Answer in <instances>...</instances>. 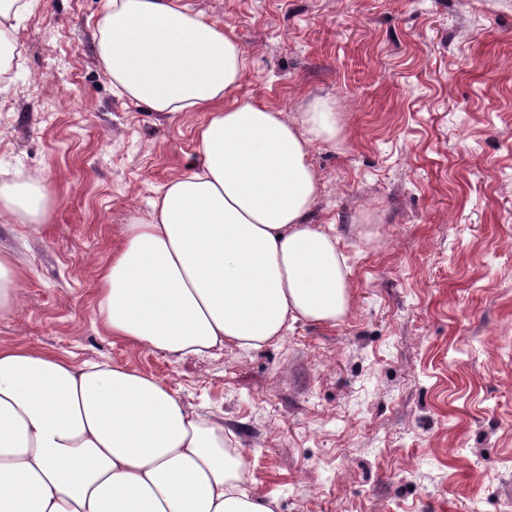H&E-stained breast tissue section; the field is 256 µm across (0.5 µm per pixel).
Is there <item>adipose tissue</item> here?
I'll return each mask as SVG.
<instances>
[{"instance_id": "1", "label": "adipose tissue", "mask_w": 512, "mask_h": 512, "mask_svg": "<svg viewBox=\"0 0 512 512\" xmlns=\"http://www.w3.org/2000/svg\"><path fill=\"white\" fill-rule=\"evenodd\" d=\"M96 27L112 85L152 112L209 111L200 161L127 225L100 275L109 335L179 358L282 338L296 322L335 324L350 307L334 234L312 223V142L335 141L328 101L299 123L236 97L246 57L181 0H106ZM44 180L0 182V219L39 233ZM26 273L0 250V321ZM0 512H279L251 491L224 421L187 407L156 376L95 359L77 365L0 344Z\"/></svg>"}]
</instances>
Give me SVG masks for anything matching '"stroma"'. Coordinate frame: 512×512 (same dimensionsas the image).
<instances>
[{
    "instance_id": "1",
    "label": "stroma",
    "mask_w": 512,
    "mask_h": 512,
    "mask_svg": "<svg viewBox=\"0 0 512 512\" xmlns=\"http://www.w3.org/2000/svg\"><path fill=\"white\" fill-rule=\"evenodd\" d=\"M233 32L239 97L293 118L322 97L316 224L353 303L257 350L147 353L96 316L132 215L199 159L205 112L118 96L106 0H33L0 80V170L56 197L39 235L0 221L27 277L0 344L105 358L224 419L279 512H512V0H185Z\"/></svg>"
}]
</instances>
